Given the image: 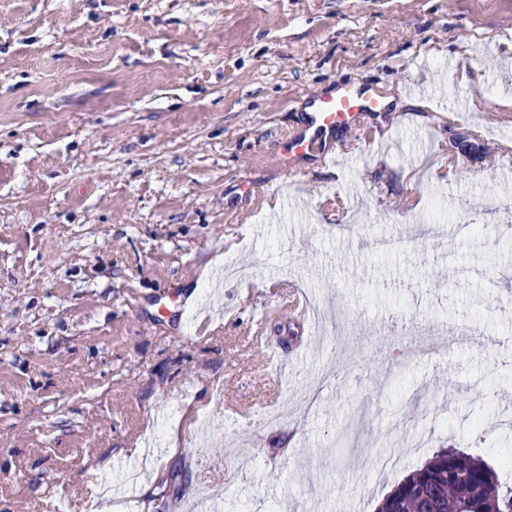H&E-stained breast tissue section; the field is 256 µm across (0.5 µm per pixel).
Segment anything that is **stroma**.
<instances>
[{
    "instance_id": "1",
    "label": "stroma",
    "mask_w": 512,
    "mask_h": 512,
    "mask_svg": "<svg viewBox=\"0 0 512 512\" xmlns=\"http://www.w3.org/2000/svg\"><path fill=\"white\" fill-rule=\"evenodd\" d=\"M509 33L512 0H0V512H146L143 468L148 512H375L437 449L502 469ZM353 84L396 125L283 176L304 102ZM440 187L474 233H425ZM287 400L242 467L207 425Z\"/></svg>"
}]
</instances>
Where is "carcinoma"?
I'll use <instances>...</instances> for the list:
<instances>
[{"instance_id": "carcinoma-1", "label": "carcinoma", "mask_w": 512, "mask_h": 512, "mask_svg": "<svg viewBox=\"0 0 512 512\" xmlns=\"http://www.w3.org/2000/svg\"><path fill=\"white\" fill-rule=\"evenodd\" d=\"M377 512H512V486L483 458L442 448L398 483Z\"/></svg>"}]
</instances>
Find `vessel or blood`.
<instances>
[{
	"mask_svg": "<svg viewBox=\"0 0 512 512\" xmlns=\"http://www.w3.org/2000/svg\"><path fill=\"white\" fill-rule=\"evenodd\" d=\"M384 99L371 85L344 86L336 96L313 101L303 126L284 139L276 150L281 172L289 177L302 174L305 160L320 155L322 163L342 153L335 143L339 131L361 126L365 120L382 118Z\"/></svg>",
	"mask_w": 512,
	"mask_h": 512,
	"instance_id": "1",
	"label": "vessel or blood"
}]
</instances>
